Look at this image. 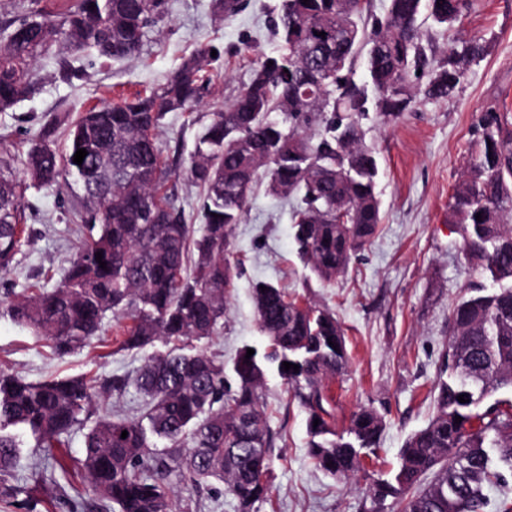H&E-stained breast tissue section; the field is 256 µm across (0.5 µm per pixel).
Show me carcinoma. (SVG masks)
I'll use <instances>...</instances> for the list:
<instances>
[{
	"instance_id": "carcinoma-1",
	"label": "carcinoma",
	"mask_w": 512,
	"mask_h": 512,
	"mask_svg": "<svg viewBox=\"0 0 512 512\" xmlns=\"http://www.w3.org/2000/svg\"><path fill=\"white\" fill-rule=\"evenodd\" d=\"M467 6L468 0H390L387 17L367 34L358 24L367 0H284L276 23L280 48L197 136L190 174L204 201L194 238L166 188L169 171L157 132L168 113L192 109L207 89L205 54L185 60L148 96L78 113L63 157L49 145L54 123L46 124L24 167L37 185L52 186L66 173L81 186V246L60 284L9 302L6 312L62 356L99 336L109 314L129 321L115 351L139 352L157 341L167 350L145 357L134 378L109 385L116 392L135 386L143 398L136 419L96 415V385L83 376L33 383L0 371V469L18 448L8 429L22 427L40 447L56 448L74 426L90 421L81 465L89 491L112 512H174L178 490L216 484L239 512H260L269 500L266 474L274 458L262 390L274 371L309 413L315 465L338 481L358 471L362 459L376 453L384 421L362 407L345 432L333 426L323 381L347 366L333 313L300 304L273 283H257L253 297L268 348L263 360L242 354L229 377L224 363L197 343L213 336L224 317L235 277L226 252L260 170L273 193L299 196L295 239L318 278L343 274L372 240L382 220L378 165L361 120L372 106L384 123L411 107L410 77L426 65L422 11L448 30ZM167 10L168 0H77L58 28L39 13L23 20L0 46V111L27 95L29 65L53 37L74 52L130 59ZM364 42L372 45L368 84L352 76ZM485 51L480 38L451 48L430 74L429 96H453L467 66ZM476 133L469 171L455 184L448 208L465 256L480 264L484 282L471 285L448 317L433 418L406 439L394 478L374 481L373 502L390 497L400 512H483V486L505 480L494 462L512 471V397H497L512 391V122L489 106ZM80 148L87 155L78 165L73 157ZM129 169L133 180L125 177ZM24 233L19 183L0 167L1 269ZM285 362L299 371L284 370ZM155 438L184 453L176 458L157 450ZM429 472L433 480L423 489Z\"/></svg>"
}]
</instances>
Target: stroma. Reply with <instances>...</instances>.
Returning <instances> with one entry per match:
<instances>
[{
    "instance_id": "35a3bbf8",
    "label": "stroma",
    "mask_w": 512,
    "mask_h": 512,
    "mask_svg": "<svg viewBox=\"0 0 512 512\" xmlns=\"http://www.w3.org/2000/svg\"><path fill=\"white\" fill-rule=\"evenodd\" d=\"M282 0H241L227 17L217 0H170L167 16L146 34L133 58L112 62L89 55L71 59L61 72L58 46L29 69L27 97L0 112V160L21 181L26 232L12 263L0 270V299L32 289H52L64 278L80 242L73 216L80 208L72 182L38 187L27 180L24 159L46 122L57 119L54 147L64 151V131L76 113L92 106L159 89L190 55H209V88L191 112H171L159 135L175 204L187 224L199 228L202 192L188 173L196 135L211 113L239 94L264 54L277 49L274 22ZM75 0H0V31L39 12L62 22ZM431 65L442 63L450 46L472 38L487 41L486 55L468 68L454 96L435 100L425 79L412 83L415 103L398 120L376 117L362 123L365 141L379 165L376 191L382 223L375 238L353 257L348 273L318 280L300 259L293 237L292 203L268 191L260 177L245 213L231 235L228 257L238 266L227 295L224 320L205 342L209 354L232 366L247 347L264 350L252 286L269 281L290 296L334 313L344 333L348 366L329 382L327 395L336 430L351 414L370 407L384 419L376 455L340 483L317 469L309 456L307 412L277 374L265 382V411L274 434L271 494L261 512H370L374 478L394 474L405 440L434 414L433 390L448 347V312L464 288L480 282L467 262L462 239L449 224L448 202L466 170L477 119L490 105L512 107V0H470L449 31L421 26ZM123 324L107 318L101 340L64 356L49 342L0 313V370L41 382L53 377L97 380L135 376L138 352H115ZM86 429L77 426L61 448L37 447L18 430V455L0 472V512H105L106 505L81 491L77 474ZM175 512H238L223 489L178 493Z\"/></svg>"
}]
</instances>
